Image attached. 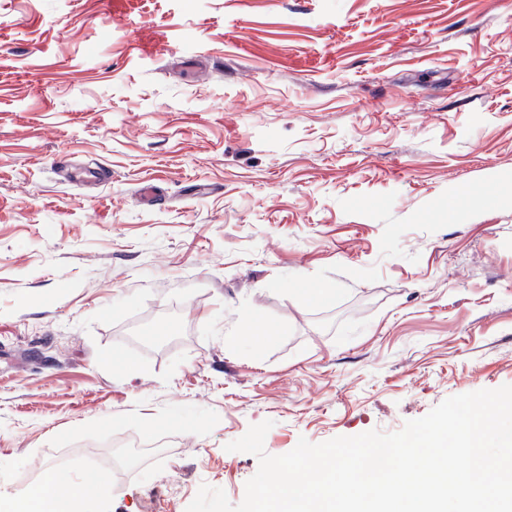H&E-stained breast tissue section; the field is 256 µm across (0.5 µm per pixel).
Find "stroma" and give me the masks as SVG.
Masks as SVG:
<instances>
[{
    "label": "stroma",
    "mask_w": 512,
    "mask_h": 512,
    "mask_svg": "<svg viewBox=\"0 0 512 512\" xmlns=\"http://www.w3.org/2000/svg\"><path fill=\"white\" fill-rule=\"evenodd\" d=\"M504 384L512 0H0V501L164 437L86 512L236 505L251 425Z\"/></svg>",
    "instance_id": "1"
}]
</instances>
